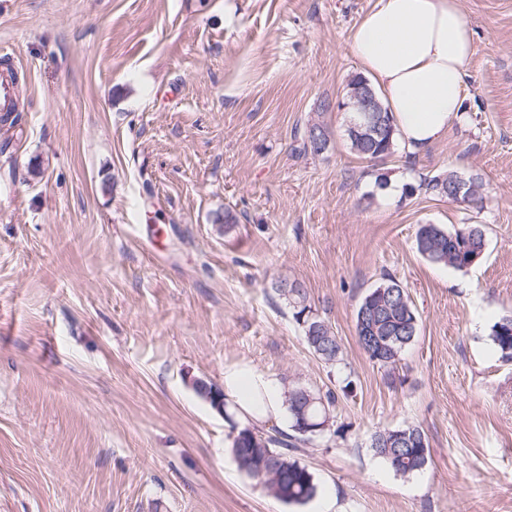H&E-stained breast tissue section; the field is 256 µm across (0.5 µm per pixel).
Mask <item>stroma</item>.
Wrapping results in <instances>:
<instances>
[{"instance_id": "35a3bbf8", "label": "stroma", "mask_w": 512, "mask_h": 512, "mask_svg": "<svg viewBox=\"0 0 512 512\" xmlns=\"http://www.w3.org/2000/svg\"><path fill=\"white\" fill-rule=\"evenodd\" d=\"M375 3L0 0V62L23 79L0 144V512H313L239 468L231 423L192 389L240 362L337 393L330 432L292 453L336 512H512V361L490 339L512 314V0H459L467 120L374 163L336 104ZM449 170L482 177V208L419 189ZM422 224L483 225V260L427 262ZM387 275L420 328L386 369L355 312ZM283 278L338 364L274 298ZM406 424L431 458L403 477L370 437ZM272 289L292 309L293 317L301 326L308 347L317 358L330 365L340 361V341L328 321L313 312L303 283L298 280H284L276 283Z\"/></svg>"}]
</instances>
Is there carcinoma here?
<instances>
[{"instance_id":"obj_1","label":"carcinoma","mask_w":512,"mask_h":512,"mask_svg":"<svg viewBox=\"0 0 512 512\" xmlns=\"http://www.w3.org/2000/svg\"><path fill=\"white\" fill-rule=\"evenodd\" d=\"M384 120L383 135L375 143L345 129L351 148L362 158L372 161L395 152V129L390 112H384ZM307 133L313 152L319 154L324 151L328 144L324 126L314 123L308 126ZM458 177V172L450 170L424 178L416 186L410 184L406 190L413 193L420 188L433 195L447 197ZM415 242L418 253L426 261L463 271L468 269L464 255L486 248L487 237L480 224H464L453 231L438 224H421ZM273 291L292 309L308 347L317 358L330 365L340 361V341L328 321L313 312L303 283L298 280L280 281L273 286ZM355 332L359 346L372 362L382 368L396 364L419 332V317L401 282L391 277L384 278L363 295L356 309ZM365 336L377 337L376 346L372 348L365 344ZM491 339L500 357L512 360V316L504 315L494 323ZM195 393L213 409L224 405V392L213 384L206 388L197 387ZM336 401L337 396L332 391L322 396L311 390L305 392L301 387L289 389L285 403L290 433L278 429L265 433L256 427L239 429L232 441V452L239 467L285 503L302 504L314 497L317 486L312 474L306 466L294 460L289 451L300 448L313 438L312 434H304L298 429L300 423L314 426L322 422ZM370 447L401 476L422 470L430 459L428 437L419 425L378 431L371 436Z\"/></svg>"}]
</instances>
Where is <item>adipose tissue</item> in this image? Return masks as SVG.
<instances>
[{"label": "adipose tissue", "mask_w": 512, "mask_h": 512, "mask_svg": "<svg viewBox=\"0 0 512 512\" xmlns=\"http://www.w3.org/2000/svg\"><path fill=\"white\" fill-rule=\"evenodd\" d=\"M351 49L392 112L396 135L418 154L467 117L473 36L459 0H377L351 34ZM228 409L241 423L279 421L283 391L248 363L224 369Z\"/></svg>", "instance_id": "obj_1"}]
</instances>
